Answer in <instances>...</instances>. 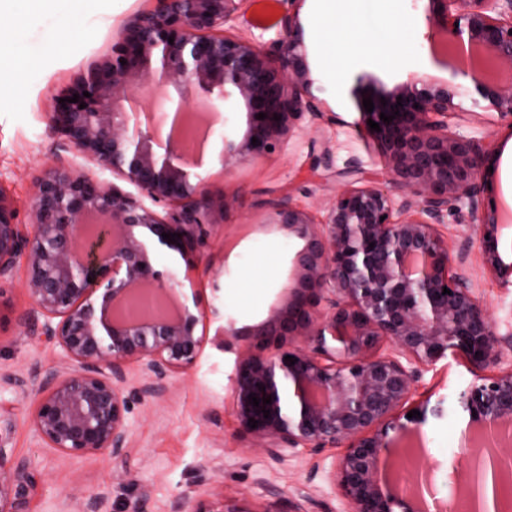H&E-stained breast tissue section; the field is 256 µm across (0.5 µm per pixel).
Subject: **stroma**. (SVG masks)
Returning <instances> with one entry per match:
<instances>
[{
    "instance_id": "1",
    "label": "stroma",
    "mask_w": 512,
    "mask_h": 512,
    "mask_svg": "<svg viewBox=\"0 0 512 512\" xmlns=\"http://www.w3.org/2000/svg\"><path fill=\"white\" fill-rule=\"evenodd\" d=\"M425 0H379L371 14L395 15L407 25L394 49V61L363 52L351 57L341 75L322 59L329 49L319 36L323 0H298L311 92L319 111L302 117L298 130L262 158L224 171L219 153L223 135L242 137L246 115L228 112L217 123L202 157L200 174L214 200L228 198L226 210L204 227L195 255L184 261L167 250L155 253L158 270L187 272L185 293L195 294L207 336L226 323L245 331L265 320L288 300L291 259L301 242L270 224L274 206L292 204L323 216L337 192L354 176L377 179L395 200L406 196L373 141L357 128L359 99L390 90L417 73L433 82L456 80L444 58L430 49ZM157 0H103L84 8L80 0H61L48 9L30 8L0 17L21 45L26 65L19 83L0 86V194L12 202L16 221L34 234L33 200L44 174L66 166L104 187L130 191L127 182L65 144L51 117L49 100L79 73L111 56L124 26L136 15L157 9ZM245 22L231 26L239 36L275 38L283 13L277 0H247ZM266 30H259V23ZM449 132L490 150V173L483 199L512 198V175L505 158L512 147V124L494 111L474 107L470 97L455 98L448 113ZM477 221L465 202H449L437 226L453 260L475 286L500 334L512 333V286L483 263ZM27 264L18 261L12 277L0 281V434L7 437L11 464L30 473L36 486L18 512H216L221 505L243 512H347L349 504L335 481L342 448L311 453L303 449L277 458L243 433L233 411L232 388L238 359L250 351L247 340L225 337L223 346L206 345L196 363L170 376L162 395L148 398L146 378L130 365L124 384L129 406L128 452L73 456L48 447L35 433L32 414L50 375L68 365L64 351L38 339V323H22L32 308L25 290ZM466 359L448 355L423 368L415 402L445 400L440 418L421 427L424 464L433 471L431 495L453 504L455 486L449 463L462 455L461 429L467 417L453 408L459 391L476 377Z\"/></svg>"
}]
</instances>
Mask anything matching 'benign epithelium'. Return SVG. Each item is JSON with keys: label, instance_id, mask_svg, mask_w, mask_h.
<instances>
[{"label": "benign epithelium", "instance_id": "7a95c632", "mask_svg": "<svg viewBox=\"0 0 512 512\" xmlns=\"http://www.w3.org/2000/svg\"><path fill=\"white\" fill-rule=\"evenodd\" d=\"M245 2L164 0L124 28L109 59L51 97L58 133L138 195L54 167L39 183L37 226L29 236L0 194V279L25 258L26 292L33 313L43 318L41 335L61 347L72 366L47 381L32 416L35 433L51 448L123 456L126 366L140 364L154 379L143 392L156 397L162 381L192 366L209 342L197 333L202 316L188 300L169 312V300L184 283L152 263L160 248L189 260L198 244L195 230L215 223L217 205L185 158L186 141L200 151L215 122L198 124L191 102H204L216 118L218 103L231 112L244 106L246 132L223 140L228 169L275 150L305 113L318 110L298 15L288 8L281 16L271 41L274 66L265 42L225 34L226 24L244 16ZM426 2L428 37L440 38L455 55L452 70L470 79L475 103H487L512 124V80L496 76L512 74V0ZM150 83L165 87L166 96L151 102L156 118L147 123L131 99ZM75 94L79 101L68 102ZM463 94L460 85L413 73L372 97V112L358 103L361 123L379 124L380 131L369 134L410 199L397 204L381 184L356 180L336 194L320 220L293 206L278 205L269 216L302 246L292 260L288 303L245 332L253 351L236 366L234 413L276 457L297 448L344 446L337 481L351 512H425L423 488L411 480L393 487L386 473L396 436L420 435L426 419L425 404L414 406L416 417L404 411L420 368L450 353L488 367L512 342L511 335L498 334L435 228L449 201L475 205L484 190L488 151L448 132V109ZM260 113L266 118L258 119ZM382 113L395 119L387 123ZM146 199L176 212L162 217ZM499 226L497 207L481 211L485 267L511 284L512 265L498 250ZM165 233L180 238L170 243ZM446 288L451 294L443 293ZM252 393L271 403L250 404ZM459 403L469 426L484 435L511 425L512 370L476 376ZM251 418L257 427L248 425ZM502 459L512 460V441L468 448L464 471L453 469L457 489L477 492L489 460L495 512H512V474L499 467ZM7 461L0 434V512H17L15 504L34 482L21 467L5 468Z\"/></svg>", "mask_w": 512, "mask_h": 512}]
</instances>
